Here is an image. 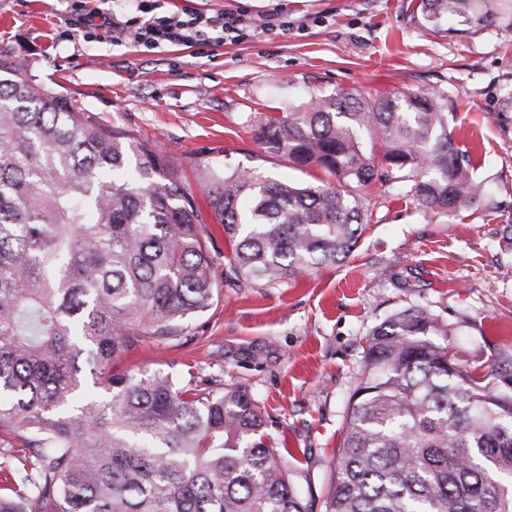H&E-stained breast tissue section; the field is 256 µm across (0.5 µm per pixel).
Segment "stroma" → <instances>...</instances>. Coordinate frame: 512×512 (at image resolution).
I'll use <instances>...</instances> for the list:
<instances>
[{
    "mask_svg": "<svg viewBox=\"0 0 512 512\" xmlns=\"http://www.w3.org/2000/svg\"><path fill=\"white\" fill-rule=\"evenodd\" d=\"M418 0H168L246 14L248 37L203 55L145 53L112 39L69 37L68 0H0V47L31 62L37 80L107 126L156 146L179 168L214 257L218 292L184 335L152 340L115 371H170L182 384H233L260 404L276 445L297 457L305 500L317 501L340 445L364 337L408 306L453 330L462 360L512 384V32L426 34ZM287 16V34L264 31ZM357 88L370 97L422 89L448 102L457 147L473 158L490 207L429 215L390 183L363 191L368 229L343 262L269 288L226 278L229 246L204 189V169L261 168L318 183L263 153L253 130L312 98Z\"/></svg>",
    "mask_w": 512,
    "mask_h": 512,
    "instance_id": "obj_1",
    "label": "stroma"
}]
</instances>
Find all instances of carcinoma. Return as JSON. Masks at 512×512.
Wrapping results in <instances>:
<instances>
[{"mask_svg": "<svg viewBox=\"0 0 512 512\" xmlns=\"http://www.w3.org/2000/svg\"><path fill=\"white\" fill-rule=\"evenodd\" d=\"M425 30L512 31V0H419ZM447 103L430 91L336 92L270 116L263 152L327 179L206 170L233 242L227 276L276 285L345 260L361 190L405 189L426 212L484 205ZM214 259L177 169L94 120L0 49V512H312L286 448L245 390L112 359L183 334L214 304ZM463 363L452 330L410 306L371 330L324 512H512V389Z\"/></svg>", "mask_w": 512, "mask_h": 512, "instance_id": "cac0c4a2", "label": "carcinoma"}]
</instances>
